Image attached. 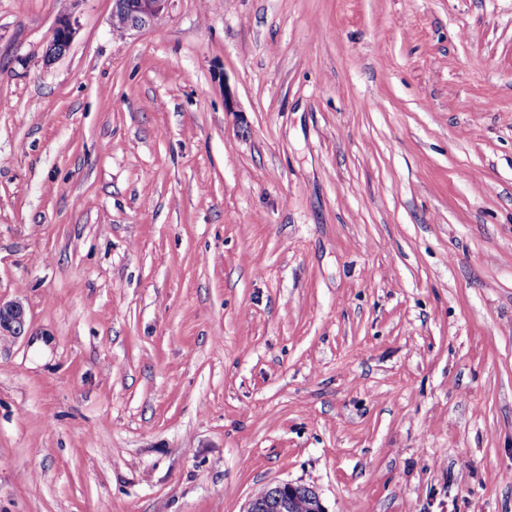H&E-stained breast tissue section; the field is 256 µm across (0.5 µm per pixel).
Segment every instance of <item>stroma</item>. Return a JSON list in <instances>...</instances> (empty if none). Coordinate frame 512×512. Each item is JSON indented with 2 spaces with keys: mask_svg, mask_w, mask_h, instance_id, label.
<instances>
[{
  "mask_svg": "<svg viewBox=\"0 0 512 512\" xmlns=\"http://www.w3.org/2000/svg\"><path fill=\"white\" fill-rule=\"evenodd\" d=\"M0 299V512H512V0H0ZM171 0H114L113 16L122 19L121 31L141 29L160 17ZM26 313L20 303H2L0 299V339L16 340L24 333ZM300 486L290 482L277 483L275 486V502L273 503L274 508L277 512H305L308 511L306 505L308 501L300 496L299 503L295 511L293 509V503L296 496L299 493Z\"/></svg>",
  "mask_w": 512,
  "mask_h": 512,
  "instance_id": "1",
  "label": "stroma"
}]
</instances>
